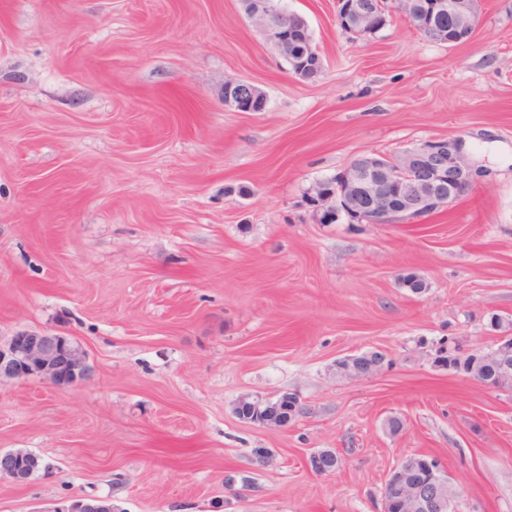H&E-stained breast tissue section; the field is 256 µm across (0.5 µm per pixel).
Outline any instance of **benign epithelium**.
<instances>
[{"mask_svg":"<svg viewBox=\"0 0 512 512\" xmlns=\"http://www.w3.org/2000/svg\"><path fill=\"white\" fill-rule=\"evenodd\" d=\"M251 19L269 42L278 45L288 60L292 74L300 80L310 69H322V62L308 64V46L313 38L304 18L290 12L273 11L266 0H249ZM337 21L343 29L363 25L376 10L375 0H337ZM448 11L460 31L461 40L470 38L478 16V0H387V12L399 13L426 34L440 42L445 33L433 25V13ZM300 50H295V47ZM224 107L236 112H263L266 98L250 82L224 81ZM477 169L463 151L458 139L427 142L419 147L388 157L362 154L340 172L341 193L329 191L330 180L315 184L310 202L319 218L331 220L344 216L367 224H422L425 219L459 199L474 182ZM384 354L369 351L336 362V374L342 378L370 377L384 366ZM490 388L512 387V336L498 337L489 358ZM92 372L86 356L65 337L46 332H22L0 344V379L46 380L57 387H76ZM305 407L294 393L275 398L248 401V411L238 414L246 422L288 425ZM23 454L0 451V477L25 484L32 468L21 461ZM308 465L315 473L332 472L339 458L331 451L310 454ZM451 478L439 460L427 455H410L392 471L385 483L382 512H451ZM50 512H114L109 499L72 497Z\"/></svg>","mask_w":512,"mask_h":512,"instance_id":"benign-epithelium-1","label":"benign epithelium"}]
</instances>
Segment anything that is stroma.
<instances>
[{"label": "stroma", "instance_id": "stroma-1", "mask_svg": "<svg viewBox=\"0 0 512 512\" xmlns=\"http://www.w3.org/2000/svg\"><path fill=\"white\" fill-rule=\"evenodd\" d=\"M281 3L313 80L240 0H0V343L64 336L93 368L0 381V451L43 465L0 479V512H380L411 454L446 467L455 512H512V390L433 363L512 318V0H480L459 44ZM228 79L265 111L225 109ZM456 138L480 175L424 223L325 224L308 201L359 155ZM375 350L377 375L337 376ZM285 392L309 408L293 424L235 413ZM321 450L340 468L311 471ZM49 512H112L115 511L112 501L96 497H72Z\"/></svg>", "mask_w": 512, "mask_h": 512}]
</instances>
